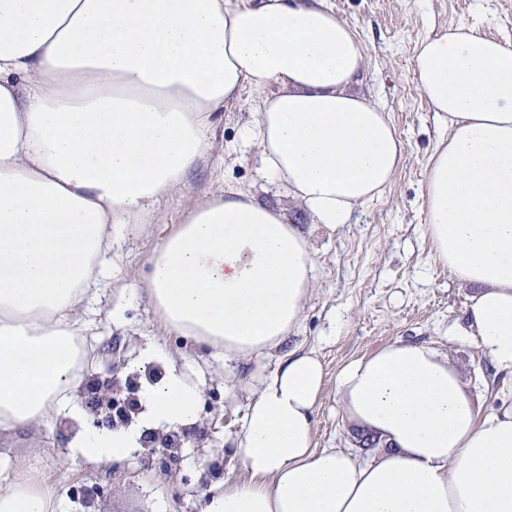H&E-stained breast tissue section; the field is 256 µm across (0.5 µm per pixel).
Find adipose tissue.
Instances as JSON below:
<instances>
[{
	"label": "adipose tissue",
	"instance_id": "ef3b65f1",
	"mask_svg": "<svg viewBox=\"0 0 512 512\" xmlns=\"http://www.w3.org/2000/svg\"><path fill=\"white\" fill-rule=\"evenodd\" d=\"M365 54L327 0H0V431L66 420L108 465L144 428L192 424L203 384L148 347L129 426L93 431L77 390L112 249L184 194L214 117L261 98L245 136L314 223H349L399 169L404 144L356 86ZM414 74L448 124L425 184L435 262L472 290L464 336L512 370V44L458 25L419 45ZM309 237L238 188L189 205L153 249L140 291L167 332L233 358L300 327ZM324 366L280 358L250 399L235 457L245 480L203 512H512V406L480 415L430 346L392 343L336 374L368 455L314 446ZM0 512H59L23 466L0 474Z\"/></svg>",
	"mask_w": 512,
	"mask_h": 512
}]
</instances>
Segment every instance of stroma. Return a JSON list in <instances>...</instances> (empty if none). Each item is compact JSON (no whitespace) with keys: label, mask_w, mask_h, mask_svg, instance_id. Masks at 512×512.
<instances>
[{"label":"stroma","mask_w":512,"mask_h":512,"mask_svg":"<svg viewBox=\"0 0 512 512\" xmlns=\"http://www.w3.org/2000/svg\"><path fill=\"white\" fill-rule=\"evenodd\" d=\"M358 34L365 70L357 86L389 113L405 145L404 161L390 184L355 207L350 223L312 227L304 207L287 189L263 176L254 149L243 147L258 95L243 90L238 104L218 114L206 161L192 172L184 196L163 200L161 220L147 225L112 253L115 275L99 306L87 376L126 378L128 366L154 344L181 359L184 371L201 378L205 394L195 434L177 448L181 468L164 476L148 470L145 448L112 464V495L104 512H201L199 484L214 487L242 478L233 459L235 435L260 379L279 356L314 351L325 369L315 408L316 448H356L358 433L344 416L336 372L352 359L400 341L423 343L447 356L481 414L512 404V373L497 368L456 330L464 323L469 294L431 258L425 234V183L429 159L444 126L423 96L413 58L426 37L460 24L512 44V0H328ZM243 189L280 208L290 223L309 231L316 277L299 329L277 352L224 360L208 347L169 334L151 304L131 289L145 275L151 251L190 203L213 188ZM120 318H112V310ZM72 433L59 425L0 433V471L24 463L28 475L51 486L60 512H73L71 486L91 484L101 467L76 457Z\"/></svg>","instance_id":"35a3bbf8"}]
</instances>
